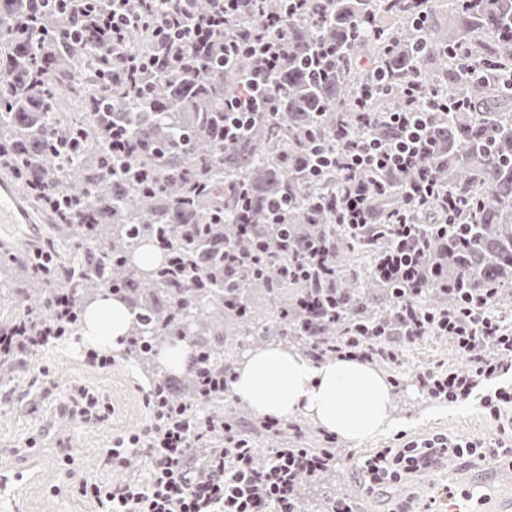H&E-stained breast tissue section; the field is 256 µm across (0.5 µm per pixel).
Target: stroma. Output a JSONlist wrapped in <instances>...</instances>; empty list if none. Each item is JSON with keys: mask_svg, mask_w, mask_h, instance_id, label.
Instances as JSON below:
<instances>
[{"mask_svg": "<svg viewBox=\"0 0 512 512\" xmlns=\"http://www.w3.org/2000/svg\"><path fill=\"white\" fill-rule=\"evenodd\" d=\"M463 365L452 343L438 336L403 346L399 366L375 361L386 377L401 382L393 391L398 428L360 446L337 440L336 469L316 483H304V496L332 493L358 499L357 463L408 440L436 435L466 440L480 435L485 441H498L499 434L477 399L440 403L429 398L416 380L428 369L451 371ZM148 389L124 351L113 352L111 365L100 367L88 360L87 347L77 336L43 348L30 365L0 372V512H43L48 502L53 503V512H102L80 495V482H147V462L129 471L115 470L105 465L104 457L113 437L149 424ZM87 395L108 406V419L88 423L73 418V407Z\"/></svg>", "mask_w": 512, "mask_h": 512, "instance_id": "1", "label": "stroma"}]
</instances>
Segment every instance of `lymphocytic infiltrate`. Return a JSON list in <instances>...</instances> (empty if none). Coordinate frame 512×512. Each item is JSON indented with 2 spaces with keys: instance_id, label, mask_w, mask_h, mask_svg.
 Returning <instances> with one entry per match:
<instances>
[{
  "instance_id": "f902f5d3",
  "label": "lymphocytic infiltrate",
  "mask_w": 512,
  "mask_h": 512,
  "mask_svg": "<svg viewBox=\"0 0 512 512\" xmlns=\"http://www.w3.org/2000/svg\"><path fill=\"white\" fill-rule=\"evenodd\" d=\"M25 2L35 26H42L47 14L56 15L63 27L73 28L74 42L88 39L95 43L102 67L126 70L128 79L141 85L151 84L160 73L181 71L183 60L191 54L219 67L238 57L262 58V68L248 73L242 91L225 100L224 129L244 130L275 109L273 83L288 67L289 13L260 11L258 0H209L210 10L202 17L192 12L195 0H180L175 11L169 0H105L102 8L98 0ZM242 18L252 24L253 33H226L227 25ZM142 26L151 28L156 53L132 50V33ZM402 98L399 109L366 112L359 127L338 129L332 147L317 154L311 173L320 179L334 172L345 179L344 192L328 198L324 208L360 243L371 246L386 240L378 276L400 285L403 297L395 303L393 321L384 329L383 340H374L369 331L350 328L328 350H314L311 358L317 363L328 355L367 361L379 358L395 365L402 345L429 334L451 337L464 369L420 373L421 388L440 402L479 397L499 431L505 433L512 430V332L490 314V296L464 301L452 315L444 310L427 311L410 300L425 286L426 271L418 259L432 239L447 234L459 200L439 186L427 162L434 150L426 136L431 112L451 111V103L419 77L406 83ZM376 123L391 127L394 137L383 141L371 134ZM370 172L379 179H393L401 192L399 207L382 220L370 206L377 188L376 182L366 178ZM429 205L445 213V223L412 222V213ZM75 299L74 288L57 283L43 308L24 311L18 321L0 324V368L23 365L32 349L59 341L60 328ZM147 403L152 408L151 423L116 437L106 461L124 469L138 459L148 460V483L129 480L80 486L81 496L107 512H302L296 497L299 480L319 478L336 465L329 435L323 447L285 445L272 449L262 461L250 431L238 421L227 419L213 427L192 406L157 401L152 392ZM493 452L511 456L512 448L435 436L409 441L395 450L383 449L365 461L360 471L365 484L379 491L442 456L467 459Z\"/></svg>"
}]
</instances>
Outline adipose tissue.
<instances>
[{
    "mask_svg": "<svg viewBox=\"0 0 512 512\" xmlns=\"http://www.w3.org/2000/svg\"><path fill=\"white\" fill-rule=\"evenodd\" d=\"M130 319L122 301L103 296L84 313L82 341L94 348L119 350ZM231 395L262 417L305 414L354 445L385 434L395 424L392 388L379 370L351 359L317 364L279 345L242 356Z\"/></svg>",
    "mask_w": 512,
    "mask_h": 512,
    "instance_id": "obj_1",
    "label": "adipose tissue"
}]
</instances>
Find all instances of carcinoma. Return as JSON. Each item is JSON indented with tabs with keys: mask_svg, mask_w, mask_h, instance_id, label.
<instances>
[{
	"mask_svg": "<svg viewBox=\"0 0 512 512\" xmlns=\"http://www.w3.org/2000/svg\"><path fill=\"white\" fill-rule=\"evenodd\" d=\"M424 0H325L321 17L295 16L288 41L299 56L320 58L317 45L336 46V73L321 79L297 65L275 81L277 114L233 141L216 138L224 126V99L241 88L254 66L241 60L224 69L195 58L185 71L159 78L139 97L136 89L107 79L95 82L98 67L92 42L70 43L51 69L52 78L37 80L40 37L15 29L22 5L0 10V147L9 171L28 195L43 200L34 179L46 175L65 194L63 210L83 215L72 233L88 238L93 252L68 254L51 242L48 259L19 266L5 260L0 271L18 278L13 299L46 291L60 276L77 288L73 318L81 324L87 304L116 287L133 312L129 335L141 343L134 361L153 379L166 377L155 362L156 347L183 337L192 353L193 370L182 378L184 393L196 398L202 378L213 384L207 406L224 404V361L233 345L258 346L284 337L279 313L306 319L297 305L304 294L319 298L325 319V345L355 324L370 328L393 318L390 285L369 275L360 281L348 260L363 254L346 228L332 223L321 208L324 198L340 194V178L319 187L309 182L303 153L306 132L331 143L339 126L359 124L354 105L376 67L390 72L386 91L367 101L369 112L399 105L401 87L418 75L448 99L466 107L432 119L436 153L430 164L440 185L466 202L462 227L448 228V246L432 242L424 251L426 268L448 271V283L428 282L424 307L456 309L462 296L497 289L495 297L512 299V0H455L448 24L424 21ZM382 15L402 20L389 35L366 20ZM364 55L367 69L352 70ZM119 111L127 135L145 148L114 159L101 138ZM156 173L151 187L144 174ZM289 200V224L269 223L273 203ZM247 210L271 242L237 235L236 221ZM170 241L161 260L141 266L136 253L158 238ZM254 255L303 259L311 246H334L331 275L312 264L299 283L281 277L274 263L244 267L224 275L228 245ZM265 301L261 313L258 300Z\"/></svg>",
	"mask_w": 512,
	"mask_h": 512,
	"instance_id": "1",
	"label": "carcinoma"
}]
</instances>
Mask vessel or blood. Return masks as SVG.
Here are the masks:
<instances>
[{"instance_id":"1","label":"vessel or blood","mask_w":512,"mask_h":512,"mask_svg":"<svg viewBox=\"0 0 512 512\" xmlns=\"http://www.w3.org/2000/svg\"><path fill=\"white\" fill-rule=\"evenodd\" d=\"M29 217L12 186L0 178V223L25 224ZM448 512H512V461L490 454L479 466L460 468Z\"/></svg>"}]
</instances>
